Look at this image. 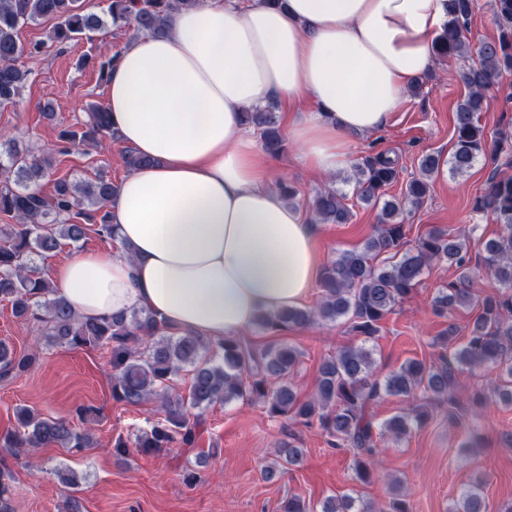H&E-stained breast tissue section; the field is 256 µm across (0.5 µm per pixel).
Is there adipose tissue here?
<instances>
[{"label":"adipose tissue","instance_id":"ef3b65f1","mask_svg":"<svg viewBox=\"0 0 512 512\" xmlns=\"http://www.w3.org/2000/svg\"><path fill=\"white\" fill-rule=\"evenodd\" d=\"M447 20L445 0H198L132 39L106 107L151 163L110 202L116 248L54 267L59 293L85 318L146 309L212 342L301 304L318 276L314 228L273 189L242 113L280 102L302 162L336 173L353 135L383 126L433 67Z\"/></svg>","mask_w":512,"mask_h":512}]
</instances>
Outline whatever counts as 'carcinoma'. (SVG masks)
Segmentation results:
<instances>
[{
    "instance_id": "1",
    "label": "carcinoma",
    "mask_w": 512,
    "mask_h": 512,
    "mask_svg": "<svg viewBox=\"0 0 512 512\" xmlns=\"http://www.w3.org/2000/svg\"><path fill=\"white\" fill-rule=\"evenodd\" d=\"M197 0H111L110 21L86 9L84 0H0V105L14 102L28 79L24 58L38 55L47 44L63 49L82 39L94 43L93 34L111 23L127 27L134 35L160 34L165 22L179 8ZM477 0H448V24L437 39L435 55L465 62L459 80L466 89L454 114L455 142L448 158L452 174L468 172L479 156H498L509 136L489 141L480 122L487 91L504 71L512 70V0H493L498 21L495 38L473 47L466 38ZM54 20L49 42L23 44L18 32L25 25ZM118 54L97 50L84 56L80 65L94 61L99 78L108 81ZM89 121L80 130L63 129L58 138L63 154L76 146L100 144L110 132L106 107L87 106ZM244 125L252 128L264 149L277 154L283 149L281 119L275 104L243 113ZM0 153V213L16 223L0 227L5 241L0 245V299L11 303L14 314L41 327L49 343L72 348L104 347L110 354L112 398L131 406L157 400L163 418L136 435L134 448L141 453H161L177 444L194 445L203 425V414L217 402L247 399L263 404L269 414L285 416L297 424L318 426L336 448L352 455L356 478L368 483L374 476L379 453L378 437L388 433L407 436L428 422L434 409L445 405L448 419L458 421L463 408L454 397L462 368L486 365L499 370L500 383L489 395L512 404V174L493 172L475 199L474 209L492 214L500 232L484 244L483 253L470 256L466 231L433 228L417 244L403 249L405 214L420 206L430 190V180L439 171V158L427 154L420 159L419 176L402 188V199H386V188L397 182L395 160L383 152L365 157L356 167L353 194L357 201L380 208V224L363 247L345 250L328 262L318 281L321 298L313 308L288 307L257 315L254 326L261 332H286L316 322L343 319L362 337L361 345L324 357L318 368L313 397L300 396L290 375L299 364L300 352L290 344L259 347L243 336L226 337L216 343L192 334H175L164 321L144 309L104 319L78 317L58 293L51 280L32 266V255L57 249L62 242L76 244L86 237L88 226L113 239L109 203L116 185L105 175L91 180L56 181L54 193L43 195L41 180L52 173L55 156L20 150L6 141ZM308 209L320 224H347L352 211L347 194L324 188L308 199ZM446 262L455 267V280L439 289L432 301L434 313L451 317L458 308L475 300V265L494 278L499 289L479 300L478 314L468 340L452 355L441 354L430 366L409 359L387 375L376 374L372 350L379 323L395 311L421 283L432 264ZM34 358L18 355L0 342V377L28 370ZM190 375L187 394H175L170 383L181 372ZM423 394V402L411 406L382 424L374 409L387 397L409 398ZM20 429L0 437V451L18 459L35 448L57 447L80 450L94 446L92 438L68 418L43 416L28 408L16 410ZM304 449L294 435L281 442L264 474L272 479L301 466ZM71 490L64 512H80L75 492L80 475L66 469L57 472ZM11 470L0 462V512L9 506ZM477 478L461 493L454 512H488ZM281 512H373L367 503L345 495L328 497L309 506L298 496L286 498Z\"/></svg>"
}]
</instances>
